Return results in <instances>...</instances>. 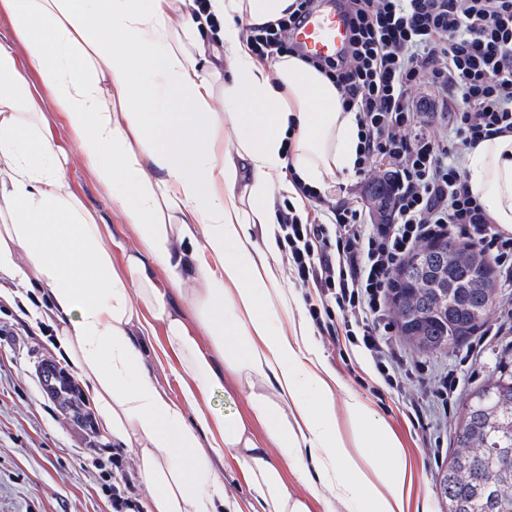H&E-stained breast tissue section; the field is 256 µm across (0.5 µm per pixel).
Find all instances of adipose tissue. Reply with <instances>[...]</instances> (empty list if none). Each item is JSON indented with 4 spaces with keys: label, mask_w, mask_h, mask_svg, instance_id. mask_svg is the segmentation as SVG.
<instances>
[{
    "label": "adipose tissue",
    "mask_w": 512,
    "mask_h": 512,
    "mask_svg": "<svg viewBox=\"0 0 512 512\" xmlns=\"http://www.w3.org/2000/svg\"><path fill=\"white\" fill-rule=\"evenodd\" d=\"M292 2L0 0L11 23L0 38V274L39 289L104 439L140 448L146 512H242L213 467L228 453L262 512L331 500L345 512H409L412 475L388 423L354 394L336 406L339 379L306 325L287 335L272 324L289 302L269 263L274 192L354 174L359 145L332 82L296 57L251 51L248 28ZM215 19L214 45L204 31ZM74 153L138 236L122 264L111 226L65 174ZM466 168L491 222L512 232V133L469 149ZM191 278L205 348L174 303ZM159 322L177 399L145 357ZM226 374L246 389L248 412L209 417L201 401Z\"/></svg>",
    "instance_id": "adipose-tissue-1"
}]
</instances>
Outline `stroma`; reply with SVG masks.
<instances>
[{
  "mask_svg": "<svg viewBox=\"0 0 512 512\" xmlns=\"http://www.w3.org/2000/svg\"><path fill=\"white\" fill-rule=\"evenodd\" d=\"M67 178L82 192L88 206L100 210L115 237L126 248L137 245V235L120 215L111 211L105 190L79 160H72ZM0 286L10 297L0 296V512H112L98 483L79 466L88 448L111 452V443L97 428L83 427L66 416L43 391L41 363L66 366L55 350L52 319L38 324L25 320L21 310L27 289L0 275ZM489 323L507 324L506 332L491 337L485 350L464 361L467 341L449 344L433 353H419L408 342L400 347L405 358L425 362L436 371L455 370L460 378L459 395L447 416H434L414 425L404 414L406 395L418 394L410 383L405 393L378 389L377 377L366 356L357 349L318 342L322 358L338 376L336 402L357 393L372 403L405 448L414 468L410 512H440L436 478L456 450L457 423L478 387L493 382L500 361H512V290L497 291Z\"/></svg>",
  "mask_w": 512,
  "mask_h": 512,
  "instance_id": "35a3bbf8",
  "label": "stroma"
}]
</instances>
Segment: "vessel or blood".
Wrapping results in <instances>:
<instances>
[{
    "label": "vessel or blood",
    "mask_w": 512,
    "mask_h": 512,
    "mask_svg": "<svg viewBox=\"0 0 512 512\" xmlns=\"http://www.w3.org/2000/svg\"><path fill=\"white\" fill-rule=\"evenodd\" d=\"M298 46L307 54L336 57L348 45L349 19L341 0H322L293 32Z\"/></svg>",
    "instance_id": "obj_1"
}]
</instances>
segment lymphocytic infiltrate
Instances as JSON below:
<instances>
[{"label": "lymphocytic infiltrate", "mask_w": 512, "mask_h": 512, "mask_svg": "<svg viewBox=\"0 0 512 512\" xmlns=\"http://www.w3.org/2000/svg\"><path fill=\"white\" fill-rule=\"evenodd\" d=\"M315 5L295 0L286 18L251 28L253 53L264 60L296 52L291 30ZM345 7V54L312 64L336 84L343 108L355 111L356 172L389 180L390 207L382 223L369 224L359 206L328 203L302 184L307 202L322 203V221L288 203L274 235L318 336L359 348L388 388L418 377L444 412L459 381L451 371L426 376L424 363L404 359L388 300L402 263L452 231L478 246L512 288V233L490 222L464 169L470 148L512 131V0H345ZM422 89L437 111L420 110ZM80 465L96 472L112 512H141L124 449H114L111 469L91 456Z\"/></svg>", "instance_id": "lymphocytic-infiltrate-1"}]
</instances>
